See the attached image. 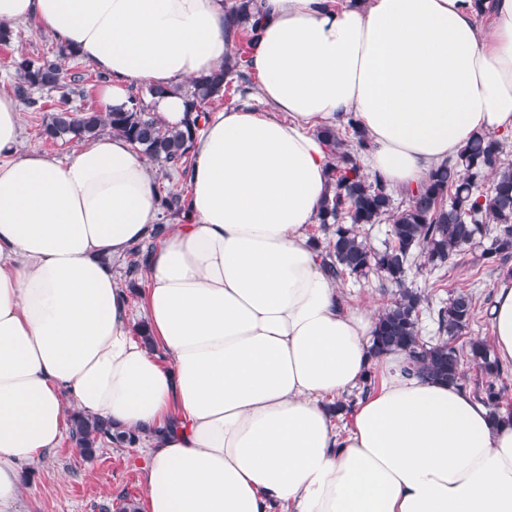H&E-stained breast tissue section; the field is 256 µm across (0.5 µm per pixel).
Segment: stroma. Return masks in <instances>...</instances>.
<instances>
[{
    "mask_svg": "<svg viewBox=\"0 0 512 512\" xmlns=\"http://www.w3.org/2000/svg\"><path fill=\"white\" fill-rule=\"evenodd\" d=\"M12 30L11 42L0 44V92L4 94L10 93L15 81V60L23 56L32 59L49 56L58 47L49 33L33 23L13 25ZM22 112V147L66 159L71 152L70 142H53L42 137V112L28 106L23 107ZM483 249V244L479 243L462 252L460 267L448 274V290L433 288L435 276L424 268L412 269L409 280L428 294L435 305L448 299L451 288L471 290L476 297L477 311L466 335L486 340L491 336L489 311L500 272L483 265ZM134 456V449L110 446L87 460L80 456L71 440H63L36 467L23 491L28 512H99L104 503L111 504V512H121L126 501H142L144 487L141 473L133 463Z\"/></svg>",
    "mask_w": 512,
    "mask_h": 512,
    "instance_id": "35a3bbf8",
    "label": "stroma"
}]
</instances>
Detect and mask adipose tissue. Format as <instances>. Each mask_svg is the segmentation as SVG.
Masks as SVG:
<instances>
[{
    "mask_svg": "<svg viewBox=\"0 0 512 512\" xmlns=\"http://www.w3.org/2000/svg\"><path fill=\"white\" fill-rule=\"evenodd\" d=\"M236 0H0L183 128L184 87L221 64ZM257 106L200 123L190 213L149 251L135 335L112 262L146 242L162 206L118 135L66 161L20 150L22 111L0 94V512L58 448L69 411L134 432L144 512H512V424L452 383L374 356L377 307L338 304L308 226L329 191L319 131L355 113L359 162L416 188L477 134L512 133V0H258ZM488 7L489 28L477 23ZM512 365V279L491 306ZM379 372L346 435L329 408Z\"/></svg>",
    "mask_w": 512,
    "mask_h": 512,
    "instance_id": "1",
    "label": "adipose tissue"
}]
</instances>
